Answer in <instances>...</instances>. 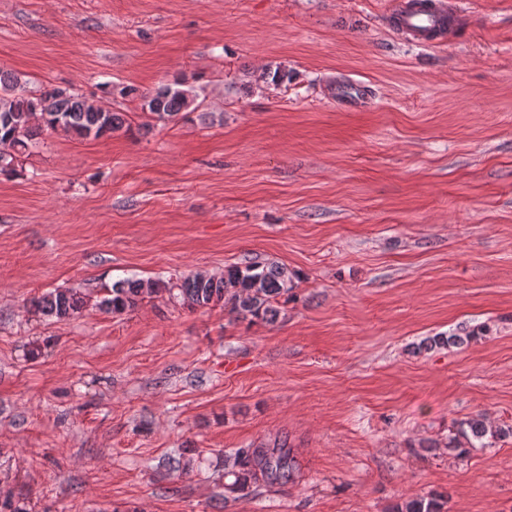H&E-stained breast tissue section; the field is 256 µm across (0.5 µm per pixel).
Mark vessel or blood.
<instances>
[{
  "label": "vessel or blood",
  "mask_w": 512,
  "mask_h": 512,
  "mask_svg": "<svg viewBox=\"0 0 512 512\" xmlns=\"http://www.w3.org/2000/svg\"><path fill=\"white\" fill-rule=\"evenodd\" d=\"M392 15L396 29L421 45L446 38L453 27L446 0H396Z\"/></svg>",
  "instance_id": "b4317fda"
}]
</instances>
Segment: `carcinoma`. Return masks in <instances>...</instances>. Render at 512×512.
Wrapping results in <instances>:
<instances>
[{"label": "carcinoma", "mask_w": 512, "mask_h": 512, "mask_svg": "<svg viewBox=\"0 0 512 512\" xmlns=\"http://www.w3.org/2000/svg\"><path fill=\"white\" fill-rule=\"evenodd\" d=\"M197 99L194 86L185 79H176L142 96V109L160 121H173L184 112L196 111ZM37 113L45 127L60 128L81 137L98 138L122 129L126 123L124 113L97 110L67 88H54L34 97L27 94L18 78L0 74V172L9 169L40 134V127L33 124ZM294 288L295 274L288 268L252 263L244 267L232 266L224 271L222 278L198 274L175 285L128 278L112 285L100 306L111 313H122L145 297L165 292L191 308L222 302L239 316L270 324L280 316L279 298L290 294ZM84 305V297L75 288L56 289L34 302L38 312L58 320L77 316ZM477 339V333L472 330L464 336H433L423 346L431 349ZM511 434L512 428L493 429L481 417H472L461 421L448 437V450L467 455L474 448L486 447L490 439ZM226 475L234 480L224 488L242 492L259 479L271 483L288 480L292 475V459L283 451L239 448ZM394 512H448V497L436 493L416 495L397 504Z\"/></svg>", "instance_id": "carcinoma-1"}]
</instances>
